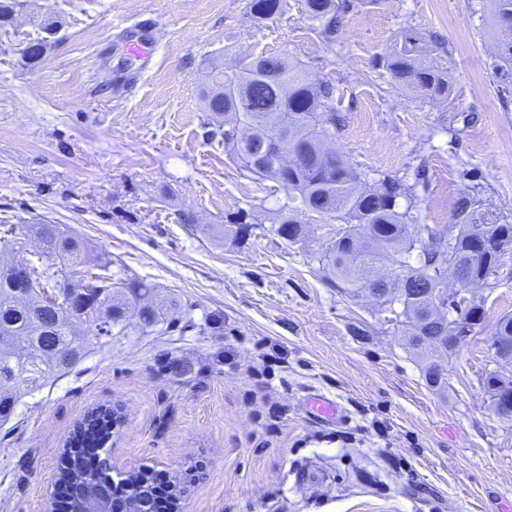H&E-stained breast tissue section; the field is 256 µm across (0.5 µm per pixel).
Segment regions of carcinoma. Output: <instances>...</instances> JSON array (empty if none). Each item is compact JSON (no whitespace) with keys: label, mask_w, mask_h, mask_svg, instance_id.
I'll list each match as a JSON object with an SVG mask.
<instances>
[{"label":"carcinoma","mask_w":512,"mask_h":512,"mask_svg":"<svg viewBox=\"0 0 512 512\" xmlns=\"http://www.w3.org/2000/svg\"><path fill=\"white\" fill-rule=\"evenodd\" d=\"M498 30L495 42L497 77L512 85V0H491ZM287 0H250L253 21L261 23L286 13ZM347 0H304L306 17L327 43H336L340 14ZM444 51L440 44L427 45L419 33L403 31L383 57V66L398 82L410 86L422 99H446L450 93L448 68L437 62L433 52ZM333 89L324 82L310 81L304 67L282 54L244 57L236 75L203 93L208 112V135L219 138L241 162V167L259 180L270 179L288 188V201L275 211L272 232L285 243L304 237L298 213L319 212L322 217L347 225L348 236L336 241L320 257L332 286L357 296L370 280L377 257L386 252L393 264L390 284L398 279L413 280L420 288H433L448 257L457 260L460 277H489L497 272L498 255L490 252L481 263L472 262L478 248L471 225L462 224L452 241L431 236V243L412 251L420 231L416 209L410 202L402 207L404 196L393 179L370 184L349 162L328 152L324 136L336 128V113L330 107ZM291 151L300 162L280 167L282 151ZM253 225V214L239 209L214 227L218 236L242 238ZM40 240L42 252L37 261H28L30 296L19 303L10 293V279L0 267V423L14 413L22 393L32 391L51 376L76 364L92 345L74 335L80 321L97 323L98 334H112V327L124 323L122 307L112 304L110 262L89 266L90 257L82 239L52 224H30ZM483 234L499 243L512 244V224H486ZM81 283L87 304L79 315L62 308L45 311L47 301L64 305L68 287ZM129 290L134 302L152 294L153 286L137 279L120 284ZM428 306L420 300L399 312L396 325L402 328L405 344L419 357L424 374L439 359L432 347H418L417 336L426 331L438 333L427 322ZM166 321L161 308L142 307L139 324L147 329ZM116 416L109 406L89 412L65 442L59 477L81 486L97 476L83 457V448L93 441L105 445L112 438Z\"/></svg>","instance_id":"carcinoma-1"}]
</instances>
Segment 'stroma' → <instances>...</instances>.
Wrapping results in <instances>:
<instances>
[{
	"label": "stroma",
	"instance_id": "stroma-1",
	"mask_svg": "<svg viewBox=\"0 0 512 512\" xmlns=\"http://www.w3.org/2000/svg\"><path fill=\"white\" fill-rule=\"evenodd\" d=\"M15 3L0 28V224L78 235L113 282L154 285L175 319L144 333L132 311L102 337L76 325L97 344L0 425V512H43L64 438L98 405L121 417L113 478L201 465L179 512H512V420L482 383L512 375L489 345L512 315V251L474 288L481 323L430 386L385 313L327 282L318 258L336 222L304 213L302 241L274 236L287 188L239 170L203 125L204 89L239 58L282 53L333 87L345 126L327 148L368 179L399 181L420 223L457 231L467 198L477 223L512 224V89L493 76L489 0H350L331 45L300 0L260 24L249 0ZM47 16L59 30L33 65L22 49ZM143 19L156 64L112 94L131 66L122 30ZM405 29L441 38L447 100L416 98L381 66ZM241 208L257 218L250 236H215ZM317 394L340 418L313 415Z\"/></svg>",
	"mask_w": 512,
	"mask_h": 512
}]
</instances>
